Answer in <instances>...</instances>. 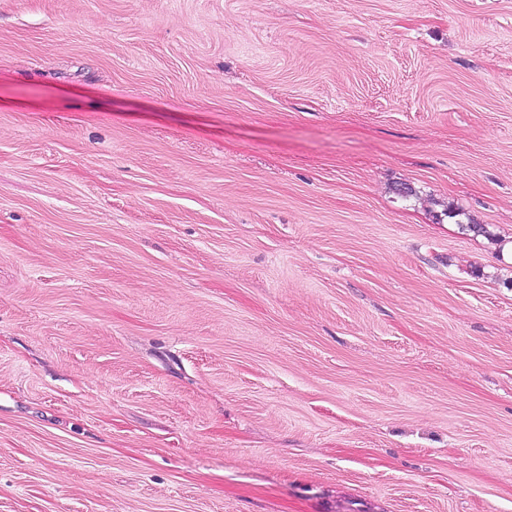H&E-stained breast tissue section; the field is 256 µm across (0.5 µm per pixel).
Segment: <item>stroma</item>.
<instances>
[{"label": "stroma", "instance_id": "1", "mask_svg": "<svg viewBox=\"0 0 512 512\" xmlns=\"http://www.w3.org/2000/svg\"><path fill=\"white\" fill-rule=\"evenodd\" d=\"M0 512H512V0H0Z\"/></svg>", "mask_w": 512, "mask_h": 512}]
</instances>
